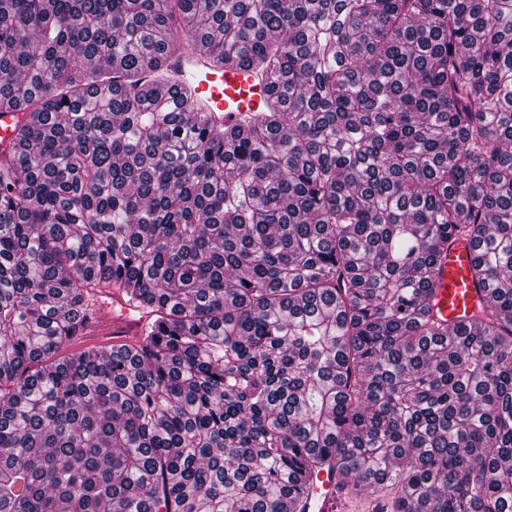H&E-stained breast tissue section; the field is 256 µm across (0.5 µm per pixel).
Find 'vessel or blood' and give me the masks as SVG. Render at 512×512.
Instances as JSON below:
<instances>
[{"mask_svg": "<svg viewBox=\"0 0 512 512\" xmlns=\"http://www.w3.org/2000/svg\"><path fill=\"white\" fill-rule=\"evenodd\" d=\"M166 66L173 90H192L202 111L221 113L231 120L261 111L268 96V80L245 67H221L201 53L168 59ZM471 245L450 244L441 259L440 284L434 309L447 325L467 321L477 308L484 291L470 279L473 261ZM147 316L142 309L126 303L121 296L104 304L103 316L93 324L95 335H111L113 343H135L141 336ZM306 512H371L364 499L346 492L336 472L317 475Z\"/></svg>", "mask_w": 512, "mask_h": 512, "instance_id": "obj_1", "label": "vessel or blood"}]
</instances>
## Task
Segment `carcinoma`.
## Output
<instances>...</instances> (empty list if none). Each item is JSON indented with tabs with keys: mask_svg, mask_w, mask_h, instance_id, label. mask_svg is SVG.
I'll list each match as a JSON object with an SVG mask.
<instances>
[{
	"mask_svg": "<svg viewBox=\"0 0 512 512\" xmlns=\"http://www.w3.org/2000/svg\"><path fill=\"white\" fill-rule=\"evenodd\" d=\"M194 49L270 79L234 126ZM0 512H512V0H0ZM485 290L433 314L448 244ZM149 314L75 348L94 298ZM335 471H322L310 489L306 512H377L366 507L365 499L346 492Z\"/></svg>",
	"mask_w": 512,
	"mask_h": 512,
	"instance_id": "carcinoma-1",
	"label": "carcinoma"
}]
</instances>
